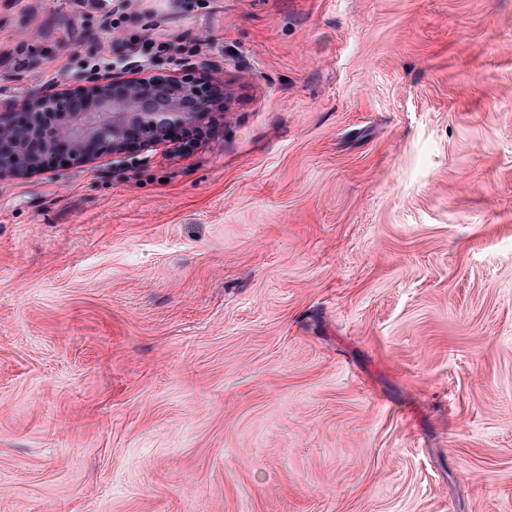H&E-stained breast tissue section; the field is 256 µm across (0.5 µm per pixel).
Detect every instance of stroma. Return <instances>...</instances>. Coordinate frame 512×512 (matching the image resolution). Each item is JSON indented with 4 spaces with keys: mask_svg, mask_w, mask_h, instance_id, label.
I'll return each mask as SVG.
<instances>
[{
    "mask_svg": "<svg viewBox=\"0 0 512 512\" xmlns=\"http://www.w3.org/2000/svg\"><path fill=\"white\" fill-rule=\"evenodd\" d=\"M180 71L0 178V512H512V0H0V102ZM8 107L0 113V178L35 173L51 161L88 160L101 150L130 155L163 143L188 150L225 111L222 91L189 74L112 75L77 94L36 90Z\"/></svg>",
    "mask_w": 512,
    "mask_h": 512,
    "instance_id": "35a3bbf8",
    "label": "stroma"
}]
</instances>
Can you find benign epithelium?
Returning <instances> with one entry per match:
<instances>
[{
  "label": "benign epithelium",
  "mask_w": 512,
  "mask_h": 512,
  "mask_svg": "<svg viewBox=\"0 0 512 512\" xmlns=\"http://www.w3.org/2000/svg\"><path fill=\"white\" fill-rule=\"evenodd\" d=\"M224 111L222 91L188 74L114 75L77 94L36 90L0 113V178L35 173L51 161L88 160L102 150L130 155L163 143L188 150Z\"/></svg>",
  "instance_id": "benign-epithelium-1"
}]
</instances>
